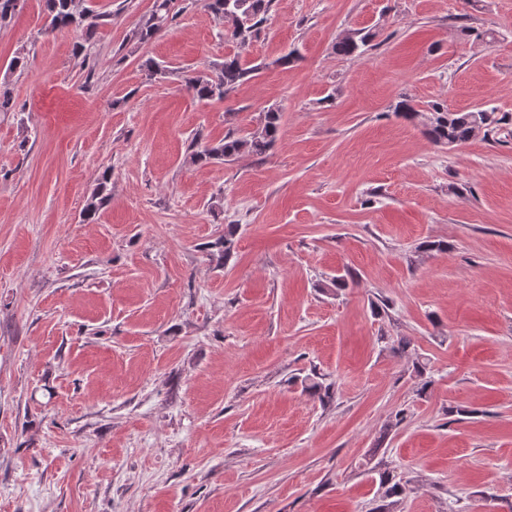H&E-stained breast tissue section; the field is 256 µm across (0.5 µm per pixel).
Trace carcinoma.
<instances>
[{
    "instance_id": "carcinoma-1",
    "label": "carcinoma",
    "mask_w": 512,
    "mask_h": 512,
    "mask_svg": "<svg viewBox=\"0 0 512 512\" xmlns=\"http://www.w3.org/2000/svg\"><path fill=\"white\" fill-rule=\"evenodd\" d=\"M272 0H207V7L213 14L224 20V38L244 44L255 37L261 25L267 20ZM173 0H154V9L137 31L138 41L145 43L159 34L173 19L171 4ZM46 24L44 32L53 33L57 30L75 27L91 38L99 26L101 15L81 6V0H44ZM367 34H344L336 40V54L350 56L363 52L368 46ZM256 68L248 67L237 54L227 55L224 62L211 72H198L186 78L188 89L199 100H222L240 83L253 77ZM430 122L425 134L436 144L460 145L478 134L485 137L494 136L501 131V126L509 124L504 117L495 119L486 110L475 112H450L440 103L429 106ZM280 130V113L275 108L264 112L259 126L243 136L232 133L224 136L217 143H209L201 136L192 138L189 146V161L193 164L207 163L211 160L231 161L242 154L264 157L275 145ZM111 174L102 172L97 178L95 188L88 196L82 210L83 221L92 223L97 220L100 210L111 196ZM235 225L227 226L224 236L215 240L211 247L215 248L219 258L229 260L233 249ZM303 390L319 396L320 399L330 398V386L318 381V376L311 373L301 380ZM379 488L382 499L388 503L379 506V512H391L396 499L406 493V485L395 479L387 471L379 473Z\"/></svg>"
}]
</instances>
